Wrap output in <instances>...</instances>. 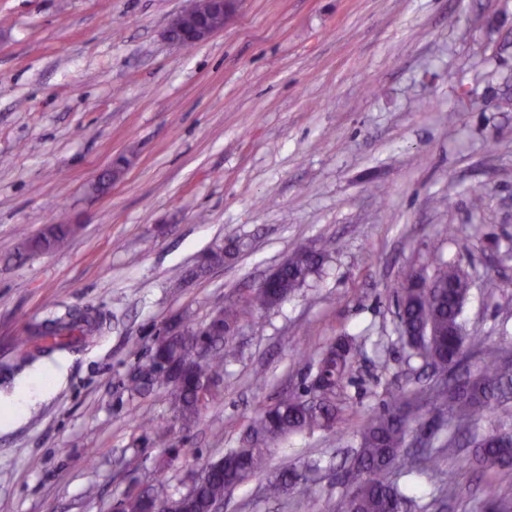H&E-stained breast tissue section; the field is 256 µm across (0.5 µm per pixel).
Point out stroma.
Wrapping results in <instances>:
<instances>
[{
    "label": "stroma",
    "instance_id": "stroma-1",
    "mask_svg": "<svg viewBox=\"0 0 512 512\" xmlns=\"http://www.w3.org/2000/svg\"><path fill=\"white\" fill-rule=\"evenodd\" d=\"M186 4L0 0V512H113L134 488L184 489L257 410L309 385L302 354L348 335L342 421L271 460L320 461L311 491L272 501L254 479L224 512L340 501L355 430L427 381L393 287L434 259L474 280L467 331L512 347V0H241L223 32L179 48L164 31ZM118 156L129 168L92 191ZM48 224L80 230L18 258ZM237 238L246 250L198 273ZM313 247L322 274L242 323L223 401L187 430L140 428L170 416L166 388H127L157 338ZM69 308L110 327L8 372L16 339ZM466 454L398 481L425 512H479L493 477L512 497V471L457 469Z\"/></svg>",
    "mask_w": 512,
    "mask_h": 512
}]
</instances>
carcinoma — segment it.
<instances>
[{
  "label": "carcinoma",
  "mask_w": 512,
  "mask_h": 512,
  "mask_svg": "<svg viewBox=\"0 0 512 512\" xmlns=\"http://www.w3.org/2000/svg\"><path fill=\"white\" fill-rule=\"evenodd\" d=\"M79 230L77 224H49L39 234L24 238L18 256L52 252L62 247ZM244 244L230 240L204 254L206 265L224 264L238 254ZM325 262L319 250L300 249L288 257L276 287L259 284L218 309L203 324L201 335L186 314L184 328L171 336L161 337L151 358L190 365L177 374L144 373L129 380L130 392L142 394L156 386L170 388V423L189 428L221 398L224 382V358L227 346L242 322L273 309L284 302L307 281L317 275ZM428 288H409L407 281L394 287L398 316L415 356L430 365L442 380L434 385L410 391L407 401L403 392L392 395L395 404L367 417L355 431L357 449L340 480L345 487L340 504L326 501L324 512H415L419 504L408 489L388 478L394 471L411 472L421 466L437 464L434 444L404 452L417 417L413 408L434 403L448 415V435L441 447L450 448L460 438L475 448V459L487 470L512 468V409L507 405L512 393V352L486 354L474 364L467 376L457 374L466 352L468 336L462 320L468 300L471 275L453 262L434 260ZM46 330L37 336L56 339L50 349L70 347L77 337L101 331L103 320L81 309L47 319ZM209 352L201 361L192 360L197 349ZM355 346L346 336H339L319 357L312 359L316 375L328 388L317 404L309 401L312 390L289 392L273 405L263 408L244 425L241 446L228 448L219 459L201 466L198 479L186 494H171L163 499L159 512H214L224 503L226 494L253 477L265 479L267 498L279 501L294 488L308 489V479L295 465H283L273 471L270 457L274 448L292 435L331 431L342 419L343 408L336 402V388L349 377ZM164 484L143 493H130L122 500V512H151L155 507L151 494L161 495ZM484 507L495 512H512L502 498L498 483L485 482Z\"/></svg>",
  "instance_id": "cac0c4a2"
}]
</instances>
